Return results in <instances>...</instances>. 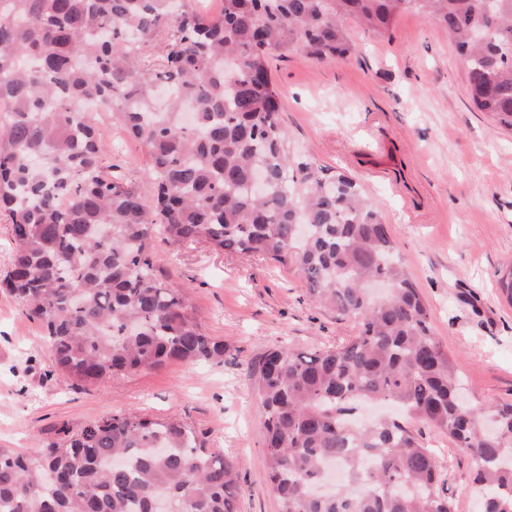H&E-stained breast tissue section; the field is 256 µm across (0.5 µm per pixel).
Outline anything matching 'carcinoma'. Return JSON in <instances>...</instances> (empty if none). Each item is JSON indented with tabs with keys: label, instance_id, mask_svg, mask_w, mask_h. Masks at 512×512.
<instances>
[{
	"label": "carcinoma",
	"instance_id": "cac0c4a2",
	"mask_svg": "<svg viewBox=\"0 0 512 512\" xmlns=\"http://www.w3.org/2000/svg\"><path fill=\"white\" fill-rule=\"evenodd\" d=\"M412 9L442 28L474 106L512 129V0H0V209L15 241L7 289L75 386L171 360L224 361L188 289L164 279L158 242L288 263L311 297L359 326L248 368L279 512H456L435 450L407 421L469 451L481 512H512V403L464 406L454 361L407 276L388 225L344 173L302 176L269 58L356 52L345 23L388 34ZM167 33L162 62L134 50ZM143 144L152 204L112 173L95 111ZM193 107L191 121L182 107ZM261 171L265 191L255 195ZM369 402L400 417L359 423ZM343 481L328 491L329 468ZM233 464L174 419L116 414L31 454L0 448V512H236Z\"/></svg>",
	"mask_w": 512,
	"mask_h": 512
}]
</instances>
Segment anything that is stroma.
I'll return each mask as SVG.
<instances>
[{
  "label": "stroma",
  "instance_id": "obj_1",
  "mask_svg": "<svg viewBox=\"0 0 512 512\" xmlns=\"http://www.w3.org/2000/svg\"><path fill=\"white\" fill-rule=\"evenodd\" d=\"M348 33L358 47L349 59L318 63L295 52L270 60L292 163L361 185L428 303L466 398L512 403V303L500 285L512 271V131L474 107L453 44L415 12H401L383 38L353 22ZM98 128L113 165L145 184V147L106 116ZM166 253V280L188 286L202 329L226 347L223 363L172 361L78 387L55 372L26 308L0 292V448L26 452L117 413L176 418L233 460L237 512H279L248 364L268 349L339 343L355 324L313 303L293 266L201 244ZM413 431L452 455L445 488L456 512H477L468 452L424 424Z\"/></svg>",
  "mask_w": 512,
  "mask_h": 512
}]
</instances>
